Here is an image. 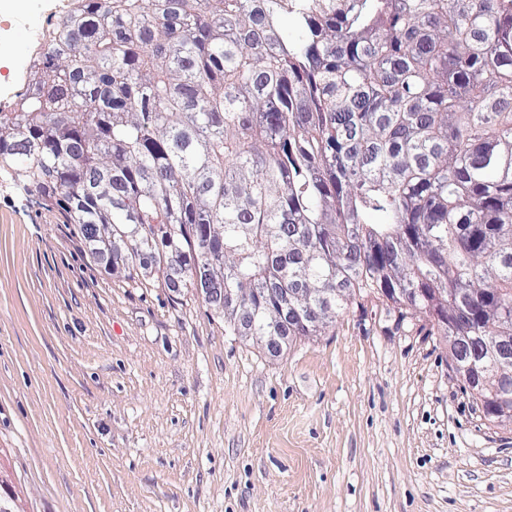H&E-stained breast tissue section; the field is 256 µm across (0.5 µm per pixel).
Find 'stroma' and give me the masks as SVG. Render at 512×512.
Masks as SVG:
<instances>
[{
	"instance_id": "obj_1",
	"label": "stroma",
	"mask_w": 512,
	"mask_h": 512,
	"mask_svg": "<svg viewBox=\"0 0 512 512\" xmlns=\"http://www.w3.org/2000/svg\"><path fill=\"white\" fill-rule=\"evenodd\" d=\"M50 0L0 15L20 90ZM0 470L24 512H512V424L431 326L356 298L274 356L183 280L109 271L0 175Z\"/></svg>"
}]
</instances>
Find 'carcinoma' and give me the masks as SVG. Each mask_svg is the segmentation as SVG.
<instances>
[{
    "instance_id": "cac0c4a2",
    "label": "carcinoma",
    "mask_w": 512,
    "mask_h": 512,
    "mask_svg": "<svg viewBox=\"0 0 512 512\" xmlns=\"http://www.w3.org/2000/svg\"><path fill=\"white\" fill-rule=\"evenodd\" d=\"M294 18L300 33L286 35ZM0 112V172L91 254L321 335L355 297L429 321L512 397V0H73ZM385 288H424L405 304ZM491 290L477 313L471 294ZM445 302L451 317L432 309Z\"/></svg>"
}]
</instances>
